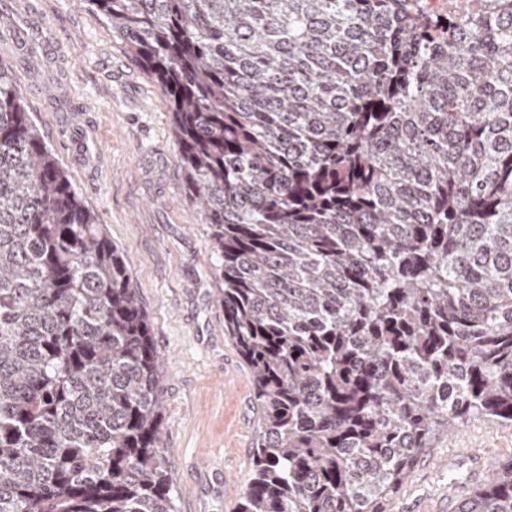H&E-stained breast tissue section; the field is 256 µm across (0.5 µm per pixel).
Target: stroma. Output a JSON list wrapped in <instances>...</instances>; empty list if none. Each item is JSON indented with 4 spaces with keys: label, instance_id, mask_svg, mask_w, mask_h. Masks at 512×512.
<instances>
[{
    "label": "stroma",
    "instance_id": "35a3bbf8",
    "mask_svg": "<svg viewBox=\"0 0 512 512\" xmlns=\"http://www.w3.org/2000/svg\"><path fill=\"white\" fill-rule=\"evenodd\" d=\"M15 2L50 33L49 65L29 74L2 31L0 66L131 271L164 376L162 440L179 512H236L258 415L248 366L224 334L208 226L183 192L171 104L90 0ZM76 128L96 149L95 164L76 151ZM511 459L512 425L468 420L412 466L389 512H457L465 490Z\"/></svg>",
    "mask_w": 512,
    "mask_h": 512
}]
</instances>
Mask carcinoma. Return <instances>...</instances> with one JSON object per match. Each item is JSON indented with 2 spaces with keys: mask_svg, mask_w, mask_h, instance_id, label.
I'll use <instances>...</instances> for the list:
<instances>
[{
  "mask_svg": "<svg viewBox=\"0 0 512 512\" xmlns=\"http://www.w3.org/2000/svg\"><path fill=\"white\" fill-rule=\"evenodd\" d=\"M173 108L260 410L239 512H386L512 424V6L91 0ZM130 270L0 68V512H178ZM459 512H512V460ZM408 3L422 15L464 18L471 12L474 0H410Z\"/></svg>",
  "mask_w": 512,
  "mask_h": 512,
  "instance_id": "cac0c4a2",
  "label": "carcinoma"
}]
</instances>
